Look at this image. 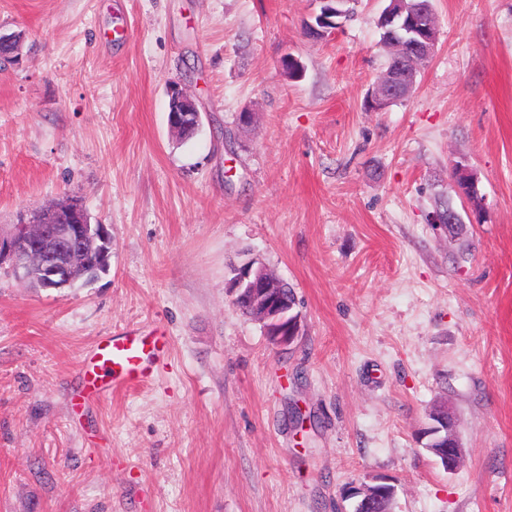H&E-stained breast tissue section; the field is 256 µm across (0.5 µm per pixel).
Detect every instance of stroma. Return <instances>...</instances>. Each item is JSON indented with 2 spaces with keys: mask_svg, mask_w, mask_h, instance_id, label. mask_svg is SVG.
<instances>
[{
  "mask_svg": "<svg viewBox=\"0 0 512 512\" xmlns=\"http://www.w3.org/2000/svg\"><path fill=\"white\" fill-rule=\"evenodd\" d=\"M433 3L377 112L384 0L321 38L318 0H0V226L76 196L112 236L88 285L0 266V512H353L376 481L393 512H512V0ZM460 163L482 220L451 240L429 217ZM252 257L294 289L288 347L235 305ZM155 329L150 383L73 409L102 338ZM441 403L451 473L421 434ZM389 3L380 14L377 23L395 25L405 32L406 43L414 54L411 67L384 73L377 86L373 104L376 109H384L390 101L411 92L419 65L429 59L434 52L438 28L435 16L426 11H411L404 14V0H387ZM168 125L172 132L196 130L200 125V112L195 101L179 83L168 87Z\"/></svg>",
  "mask_w": 512,
  "mask_h": 512,
  "instance_id": "stroma-1",
  "label": "stroma"
}]
</instances>
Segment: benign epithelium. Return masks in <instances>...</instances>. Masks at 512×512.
<instances>
[{
  "instance_id": "obj_1",
  "label": "benign epithelium",
  "mask_w": 512,
  "mask_h": 512,
  "mask_svg": "<svg viewBox=\"0 0 512 512\" xmlns=\"http://www.w3.org/2000/svg\"><path fill=\"white\" fill-rule=\"evenodd\" d=\"M322 3L315 22L306 30L313 36H322L336 25V4L345 0H318ZM404 0H388L377 23L395 25L405 32L406 43L414 54L412 65L384 73L377 86L373 104L385 108L390 101L411 92L419 65L434 52L438 28L435 16L423 11L404 13ZM22 42L17 33L0 32V48L6 54L1 63H13L18 58ZM168 125L173 132L195 130L200 125V112L195 101L178 83L168 87ZM112 237L104 224L92 223L83 202L70 197L62 202L44 206L12 225L6 235L0 233V264L9 262L16 278L26 284L44 289L71 288L79 281L91 282L110 268ZM255 259L237 268L232 281L236 299L245 302L249 315L259 322L269 340L277 346H289L299 336V315L291 312L284 289L268 270L253 271ZM431 424L423 434L429 437V448L442 460V467L455 471L464 455V448L456 435L449 409L429 413ZM366 507L373 500L394 499V489L388 485L364 484L356 489Z\"/></svg>"
}]
</instances>
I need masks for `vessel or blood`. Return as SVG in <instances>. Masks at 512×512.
<instances>
[{
	"instance_id": "b4317fda",
	"label": "vessel or blood",
	"mask_w": 512,
	"mask_h": 512,
	"mask_svg": "<svg viewBox=\"0 0 512 512\" xmlns=\"http://www.w3.org/2000/svg\"><path fill=\"white\" fill-rule=\"evenodd\" d=\"M167 350V341L162 335L128 332L106 337L79 368L82 383L79 400H88L106 388L120 392L147 384L154 364Z\"/></svg>"
}]
</instances>
